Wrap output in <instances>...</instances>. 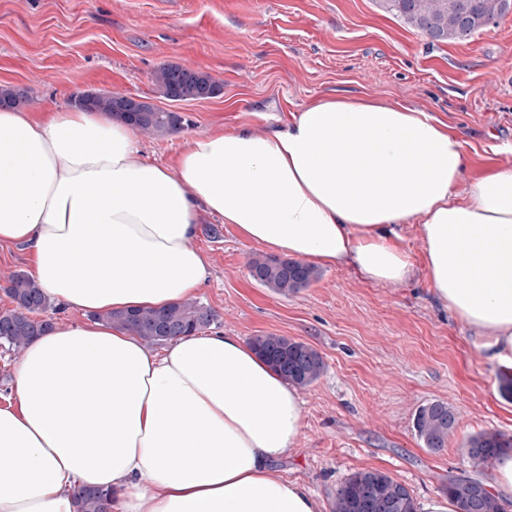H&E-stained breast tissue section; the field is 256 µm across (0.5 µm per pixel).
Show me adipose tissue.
Wrapping results in <instances>:
<instances>
[{"mask_svg": "<svg viewBox=\"0 0 512 512\" xmlns=\"http://www.w3.org/2000/svg\"><path fill=\"white\" fill-rule=\"evenodd\" d=\"M466 164L443 121L364 97L321 99L262 134H197L165 165L99 113L2 110L0 248L28 250L61 307L162 308L207 279L193 244L207 213L373 283L424 271L481 354L512 367V167L468 179ZM412 225L420 267L402 245ZM15 375L0 512H77V487L115 490L112 512H321L272 468L302 433L299 393L241 337L191 333L156 352L104 322L57 326Z\"/></svg>", "mask_w": 512, "mask_h": 512, "instance_id": "ef3b65f1", "label": "adipose tissue"}]
</instances>
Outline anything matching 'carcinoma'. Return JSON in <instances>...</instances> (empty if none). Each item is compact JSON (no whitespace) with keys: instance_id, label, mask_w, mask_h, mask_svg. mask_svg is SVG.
<instances>
[{"instance_id":"1","label":"carcinoma","mask_w":512,"mask_h":512,"mask_svg":"<svg viewBox=\"0 0 512 512\" xmlns=\"http://www.w3.org/2000/svg\"><path fill=\"white\" fill-rule=\"evenodd\" d=\"M379 7L437 43L465 41L483 30L487 19L505 11L504 0H379ZM153 78L161 94L173 101L205 99L218 92V85L210 75L179 64L160 66ZM125 100L124 96L98 93L90 110L103 112L141 133L156 137L177 129L178 118L172 112L156 108L145 112H120ZM28 101L27 92L0 87V107L20 108ZM248 268L253 280L284 296L317 278L316 269L309 264L261 254L249 259ZM5 291L15 308L0 316V323L6 326L0 339L22 350L34 336L52 326L50 320H37L34 315L49 310L56 312L58 308L51 304L37 280L24 272L13 275ZM97 318L131 329L149 345H164L178 336L210 328L217 315L199 301L188 298L161 309L111 311ZM250 344L257 355L291 385L307 387L324 370L323 359L316 350L286 336L258 335L251 338ZM457 423V415L447 403L434 401L420 408L415 429L425 446L437 452L448 445ZM465 448L473 466L485 468L512 451V436L483 431L471 436ZM483 485L478 479L450 475L443 490L454 501L456 512H505L504 504L483 489ZM76 504L77 512H112V491L79 489ZM332 512H418V506L409 489L391 475L364 470L353 473L337 491Z\"/></svg>"}]
</instances>
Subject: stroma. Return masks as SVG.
Returning <instances> with one entry per match:
<instances>
[{"label": "stroma", "instance_id": "stroma-1", "mask_svg": "<svg viewBox=\"0 0 512 512\" xmlns=\"http://www.w3.org/2000/svg\"><path fill=\"white\" fill-rule=\"evenodd\" d=\"M166 63L209 74L214 97L170 101L155 70ZM0 86L27 91V111L74 106L91 90L176 112L169 135L138 134L142 159L171 162L194 135L247 125L265 131L324 97L362 96L436 116L465 144L467 175L512 167V13L463 42L436 43L375 0H0ZM194 241L208 261L197 294L218 330L275 333L316 349L325 368L300 388L303 431L274 469L305 485L331 512L361 470L406 485L417 502L443 494L449 475L481 477L463 445L487 430L512 434L507 368L486 360L474 332L433 297L424 275L367 282L319 267L283 296L257 284L248 260L263 246L228 224ZM439 400L457 414L446 448L425 447L417 410Z\"/></svg>", "mask_w": 512, "mask_h": 512}]
</instances>
